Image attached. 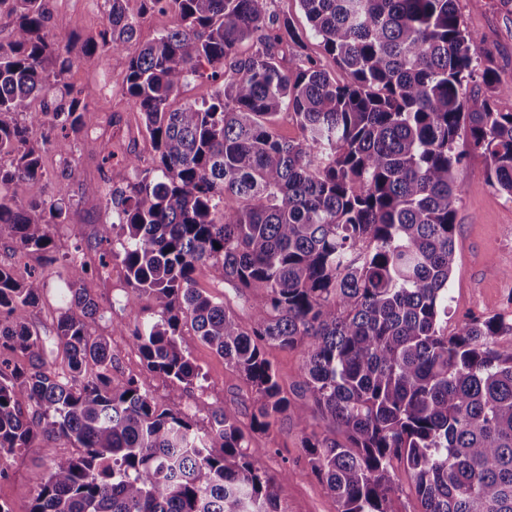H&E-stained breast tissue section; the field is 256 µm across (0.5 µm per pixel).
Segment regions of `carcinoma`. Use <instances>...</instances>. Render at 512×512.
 I'll return each mask as SVG.
<instances>
[{
	"instance_id": "obj_1",
	"label": "carcinoma",
	"mask_w": 512,
	"mask_h": 512,
	"mask_svg": "<svg viewBox=\"0 0 512 512\" xmlns=\"http://www.w3.org/2000/svg\"><path fill=\"white\" fill-rule=\"evenodd\" d=\"M107 2L98 34L62 45L45 0H0V242L16 252L53 258L51 227L68 224L69 206L9 188L49 178L42 153L68 154L69 133L91 122L72 91H47L74 62L134 35L126 0ZM141 2L176 19L130 60L123 86L154 159L124 158L123 187L85 186L112 213L97 225L106 248L96 271L119 259L127 305L152 295L160 319L135 324L129 340L172 398L199 377L180 343L188 324L252 386L250 422L219 408L201 432L187 414L157 411L138 377L113 390L112 347L94 331L104 312L83 287L80 254L68 255L75 275L53 348L15 315L38 304L44 282L0 264V478L16 450L57 436L77 452L49 463L30 512H285L287 476L244 449L289 415L337 512H394L396 463L420 512H512V345L494 342L512 323L471 317L451 336L443 327L460 135L486 157V183L512 197V112L491 96L512 97V81L462 25L457 0H298L345 84L300 54L290 20L269 18L267 0ZM254 36L252 55L238 57ZM284 43L297 60L289 70ZM205 74L221 82L216 95L170 109ZM283 108L302 140L275 132ZM35 124L61 136L33 142ZM226 195L236 208H223ZM201 267L257 300L249 329L196 288ZM267 346L302 348L299 400L283 395ZM55 351L62 375L49 366ZM17 355L26 367L13 365ZM317 413L331 431L311 428Z\"/></svg>"
}]
</instances>
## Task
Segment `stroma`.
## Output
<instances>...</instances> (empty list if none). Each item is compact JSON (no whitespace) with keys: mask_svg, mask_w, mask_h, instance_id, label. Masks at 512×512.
I'll list each match as a JSON object with an SVG mask.
<instances>
[{"mask_svg":"<svg viewBox=\"0 0 512 512\" xmlns=\"http://www.w3.org/2000/svg\"><path fill=\"white\" fill-rule=\"evenodd\" d=\"M51 37L66 42L72 36L97 33L106 16L104 0H47ZM464 26L484 37L493 50L494 66L503 78H512V0H457ZM128 13L136 25L135 37L111 54L75 62L66 82L91 109L92 121L83 133L73 135L75 147L69 155L53 152L42 155L48 173L41 181H19L10 192L17 199L52 198L70 208L72 223L81 225L82 252L90 264H97L102 251L96 238V226L105 219L99 201L85 195L87 184L120 180L123 165L105 167L100 155L82 151L83 138L96 139L102 152H115L117 157L136 156L143 164L154 157L152 142L146 134L140 112L123 95L121 88L129 58L142 45L170 30L175 24L172 14L159 11L141 12L140 0H128ZM267 10L273 17H288L302 40V51L329 72L337 82H347V74L325 54L320 40L298 0H268ZM455 149L463 156L456 177L464 187L458 206L457 233L453 274L449 282L448 327L456 329L467 316L497 315L512 322V198L487 185L485 157L473 151L467 137H459ZM52 235L61 260L50 262L38 255L13 253L0 244V264L9 265L17 279L36 273L45 283L39 303L18 308L33 332L44 338L53 337L59 314V289L73 274L64 260L73 242L67 227L53 229ZM124 271L113 262L108 277L87 274L84 286L100 305L105 317L98 330L112 344L114 368L112 386L119 389L128 378L145 379L147 390L158 410L189 414L199 429L210 426V410L233 407L241 424H248L251 414V387L226 365L222 356L183 327L181 341L192 364L200 374L193 392L172 399L167 382L148 375L139 349L128 339L126 326L132 321L154 322L158 313L148 295L136 298L126 307L123 290ZM198 288L223 301L233 309L241 325H249L255 300L231 285L212 278L208 269L195 275ZM266 356L276 371L281 389L295 398L302 381V352L270 347ZM72 443L63 437L41 438L32 447L19 449L8 461V474L0 479V502L12 512H29L37 494L46 465L54 458L73 454ZM246 454L256 466L270 474L283 476L280 497L286 512H337L334 496L317 474L312 472L300 445L298 428L282 421L267 434L255 433L249 439Z\"/></svg>","mask_w":512,"mask_h":512,"instance_id":"1","label":"stroma"}]
</instances>
